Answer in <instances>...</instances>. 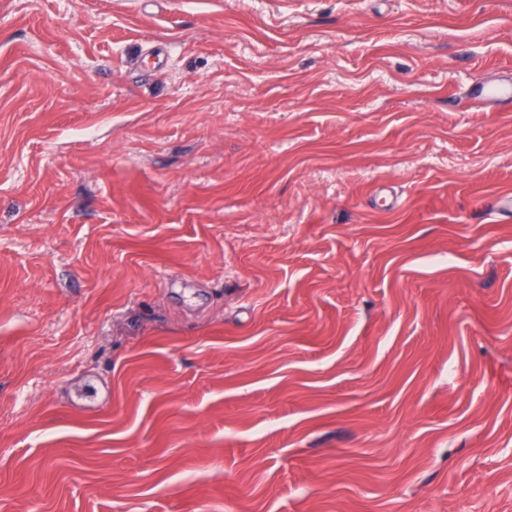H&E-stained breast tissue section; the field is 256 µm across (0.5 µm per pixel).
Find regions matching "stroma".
I'll use <instances>...</instances> for the list:
<instances>
[{
  "instance_id": "stroma-1",
  "label": "stroma",
  "mask_w": 512,
  "mask_h": 512,
  "mask_svg": "<svg viewBox=\"0 0 512 512\" xmlns=\"http://www.w3.org/2000/svg\"><path fill=\"white\" fill-rule=\"evenodd\" d=\"M512 0H0V512H512ZM469 97L477 101L497 98L510 102L512 100V77H504L495 83H476L469 90Z\"/></svg>"
}]
</instances>
